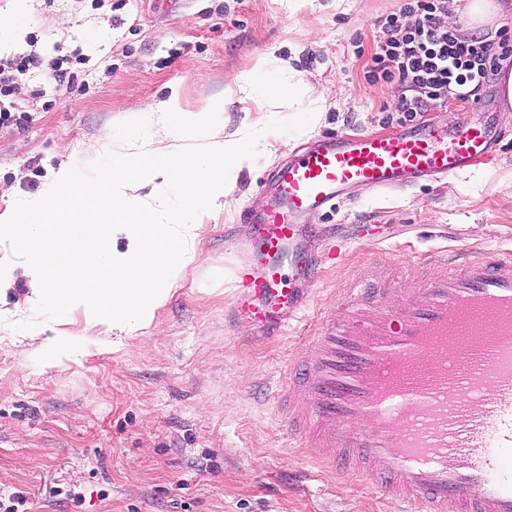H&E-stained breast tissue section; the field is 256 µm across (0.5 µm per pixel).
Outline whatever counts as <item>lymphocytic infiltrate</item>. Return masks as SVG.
Instances as JSON below:
<instances>
[{
    "label": "lymphocytic infiltrate",
    "mask_w": 512,
    "mask_h": 512,
    "mask_svg": "<svg viewBox=\"0 0 512 512\" xmlns=\"http://www.w3.org/2000/svg\"><path fill=\"white\" fill-rule=\"evenodd\" d=\"M447 0H404L397 12L379 20L381 38L368 70L371 83L396 82L405 90L394 105L404 120L413 121L425 99L453 95L476 99L512 58V34L498 41L466 36L443 25ZM35 62L33 55L0 58V124L11 121L22 78Z\"/></svg>",
    "instance_id": "lymphocytic-infiltrate-1"
}]
</instances>
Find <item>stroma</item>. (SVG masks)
Wrapping results in <instances>:
<instances>
[{
    "label": "stroma",
    "mask_w": 512,
    "mask_h": 512,
    "mask_svg": "<svg viewBox=\"0 0 512 512\" xmlns=\"http://www.w3.org/2000/svg\"><path fill=\"white\" fill-rule=\"evenodd\" d=\"M401 0H0L20 39L11 54H36L16 100L26 127L0 125V183L15 199L39 194L64 163L87 167L84 148L129 153L114 127L131 109L179 93L195 118L217 110L226 135L262 130L221 209L204 216L190 265L154 325L113 342L108 327L81 312L42 324L45 335L86 354L47 368L24 358L15 323L26 308L23 261L10 260L0 295V495L23 492L26 512H399L367 481L315 464L288 434L270 397L279 371L302 348L338 288L355 278L384 281L428 267L439 250L512 248V103L501 79L480 91L482 105L447 96L427 100L416 125L473 114L505 136L490 163L414 188L364 192L338 204L327 224L343 241L340 261L313 281L314 301L278 339L227 327L233 267L245 255L224 228L259 206L258 182L289 153L329 132L390 135L397 84L369 83L377 22ZM79 57L75 83L56 81L49 63ZM314 85L321 101L268 89ZM320 109L302 131L271 122Z\"/></svg>",
    "instance_id": "obj_1"
}]
</instances>
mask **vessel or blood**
I'll use <instances>...</instances> for the list:
<instances>
[{
    "instance_id": "obj_1",
    "label": "vessel or blood",
    "mask_w": 512,
    "mask_h": 512,
    "mask_svg": "<svg viewBox=\"0 0 512 512\" xmlns=\"http://www.w3.org/2000/svg\"><path fill=\"white\" fill-rule=\"evenodd\" d=\"M490 122L461 118L390 136L320 135L260 181L249 258L226 326L284 336L341 244L318 218L359 190L431 184L500 150ZM436 274L341 289L280 374L274 403L317 463L369 480L403 512H512V248L435 255Z\"/></svg>"
}]
</instances>
